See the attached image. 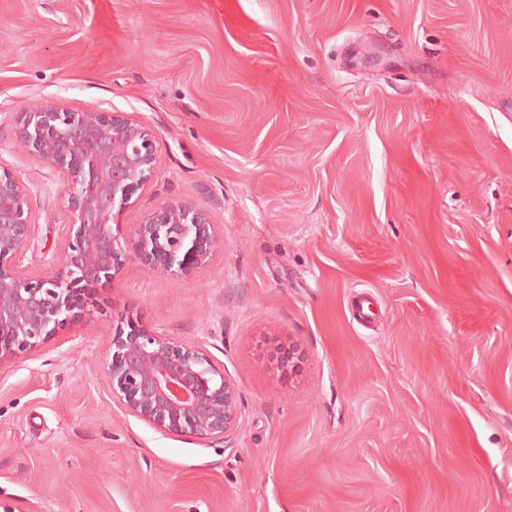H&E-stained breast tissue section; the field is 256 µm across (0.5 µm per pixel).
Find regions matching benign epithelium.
I'll use <instances>...</instances> for the list:
<instances>
[{"mask_svg": "<svg viewBox=\"0 0 512 512\" xmlns=\"http://www.w3.org/2000/svg\"><path fill=\"white\" fill-rule=\"evenodd\" d=\"M16 137L62 176L71 220L58 269L36 277L23 272L17 261L31 241L30 193L0 168V363L81 319L89 286L112 280L130 260L181 273L212 260L213 225L186 204L165 202L128 237L113 233L114 210L144 187L157 163L155 135L140 122L118 112L40 105L22 113ZM109 351L107 386L132 416L197 438L235 430L238 390L198 344L128 321L116 328Z\"/></svg>", "mask_w": 512, "mask_h": 512, "instance_id": "obj_1", "label": "benign epithelium"}]
</instances>
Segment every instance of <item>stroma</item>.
Instances as JSON below:
<instances>
[{
	"instance_id": "35a3bbf8",
	"label": "stroma",
	"mask_w": 512,
	"mask_h": 512,
	"mask_svg": "<svg viewBox=\"0 0 512 512\" xmlns=\"http://www.w3.org/2000/svg\"><path fill=\"white\" fill-rule=\"evenodd\" d=\"M36 103L155 134L119 237L173 201L221 247L178 277L128 262L0 364V500L512 512V0H0V168L31 195L32 276L70 221L15 139ZM127 318L224 368L231 434H167L113 400Z\"/></svg>"
}]
</instances>
